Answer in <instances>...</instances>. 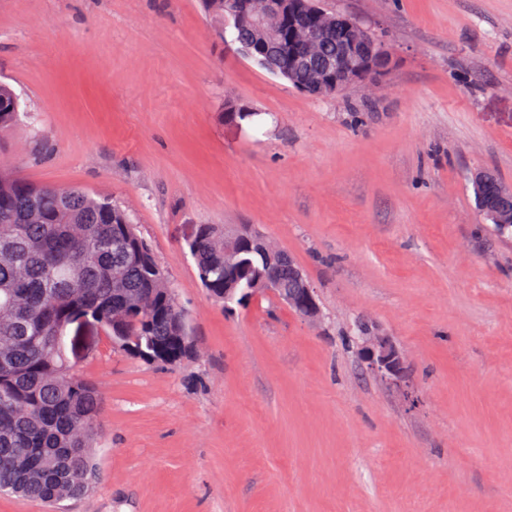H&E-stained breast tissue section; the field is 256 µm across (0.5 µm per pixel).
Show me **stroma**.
<instances>
[{
	"instance_id": "1",
	"label": "stroma",
	"mask_w": 512,
	"mask_h": 512,
	"mask_svg": "<svg viewBox=\"0 0 512 512\" xmlns=\"http://www.w3.org/2000/svg\"><path fill=\"white\" fill-rule=\"evenodd\" d=\"M392 52L310 98L215 37L200 0H0L23 119L0 163L129 210L198 350L146 363L96 323L66 356L104 398L100 478L61 512H512V235L471 175L512 187V0H324ZM264 115L231 125L224 104ZM248 224L317 290L225 311L186 243ZM366 322L404 351L373 374Z\"/></svg>"
}]
</instances>
